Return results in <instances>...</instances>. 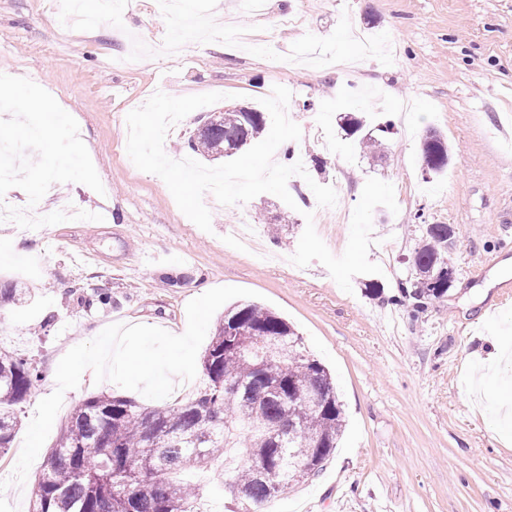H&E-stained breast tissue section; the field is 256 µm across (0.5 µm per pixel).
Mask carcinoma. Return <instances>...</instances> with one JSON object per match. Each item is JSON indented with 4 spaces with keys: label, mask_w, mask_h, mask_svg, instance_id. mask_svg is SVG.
<instances>
[{
    "label": "carcinoma",
    "mask_w": 512,
    "mask_h": 512,
    "mask_svg": "<svg viewBox=\"0 0 512 512\" xmlns=\"http://www.w3.org/2000/svg\"><path fill=\"white\" fill-rule=\"evenodd\" d=\"M208 133L188 140L208 160L233 155L266 129L264 112L226 107ZM345 136L365 155L384 149L355 112L339 117ZM423 177L448 170L451 152L442 135L421 138ZM410 259L411 275L397 284L399 301L416 311L448 294L438 273L448 259V225L421 224ZM264 341V357L248 351ZM203 382L192 395L147 407L115 394L87 397L71 413L51 449L29 512H194L196 486L170 478L222 460V483L239 504L235 512L277 500L314 476L337 447L344 411L326 367L308 354L284 319L255 304L224 311L202 359ZM42 380L24 355L0 350V453L11 447L17 410Z\"/></svg>",
    "instance_id": "obj_1"
}]
</instances>
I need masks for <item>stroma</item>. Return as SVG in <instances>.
Here are the masks:
<instances>
[{"label":"stroma","instance_id":"1","mask_svg":"<svg viewBox=\"0 0 512 512\" xmlns=\"http://www.w3.org/2000/svg\"><path fill=\"white\" fill-rule=\"evenodd\" d=\"M111 17L72 27L46 0H0V86L28 100L10 104L0 143L23 144L0 204L29 209L28 232L0 224V285L31 297L0 319V347L25 354L43 376L74 346L115 323L185 332L186 305L199 285L238 286L285 318L331 372L346 426L335 453L311 479L277 501L276 512H512V421L498 415L512 388L482 379L491 337H512V0H268L256 14L242 0H180V13L154 0H122ZM292 92L299 140L293 151L313 180L333 187L347 209L367 179L393 185L398 213L373 211L374 242H392L381 273L357 275L344 292L320 262L290 261L315 200L301 185L294 205L263 193L211 207V231L190 224L165 182L137 169L126 152L125 113L158 91L179 97L217 92L256 105L275 84ZM410 101L407 134L382 156L363 158L337 127L343 109L367 118ZM37 103L67 123L38 140ZM334 117H326V107ZM435 129L452 161L422 177L420 139ZM98 212L103 223L48 224L60 209ZM260 218L273 264L224 240V227ZM454 229L455 268L447 296L423 311L391 301L410 275L418 221ZM110 293L100 303L99 291ZM122 394L84 371L65 393L24 484L12 483L46 383L21 404L1 492L29 512L44 461L73 409L90 395Z\"/></svg>","mask_w":512,"mask_h":512}]
</instances>
